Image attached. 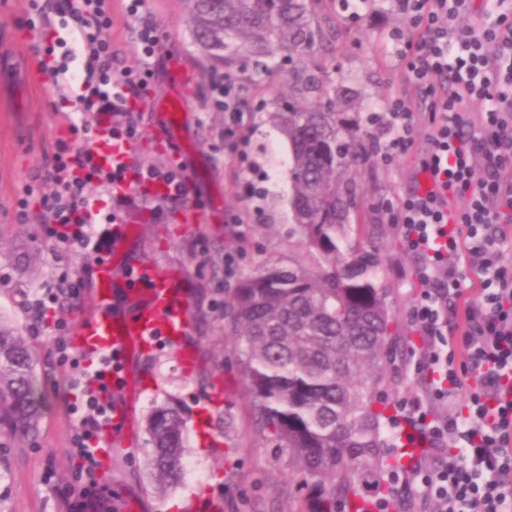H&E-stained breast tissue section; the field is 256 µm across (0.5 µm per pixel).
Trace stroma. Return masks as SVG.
Listing matches in <instances>:
<instances>
[{"label":"stroma","mask_w":512,"mask_h":512,"mask_svg":"<svg viewBox=\"0 0 512 512\" xmlns=\"http://www.w3.org/2000/svg\"><path fill=\"white\" fill-rule=\"evenodd\" d=\"M326 5L327 13L338 15L344 27L326 58L331 79L348 96L337 109L366 134H374L367 116L383 111L386 102L404 89L391 39L404 19L394 0H352L345 10L339 0H326ZM145 24L156 29L160 43L152 74L140 90L142 134L132 143L131 155L144 168L178 169L185 176H197L196 205L208 219L183 225L176 205L155 214L151 203L134 201L135 211H148L149 216L126 240L123 253L135 263L148 260L183 271L191 305L185 344L194 350L196 366L185 370L175 348L164 344L133 362V381L148 378L154 387L136 395L132 425L117 442L126 455L120 465H108V482L116 500L137 498L139 512H301L303 492L289 456L262 432L234 341L224 332V300L246 275L267 260L304 258L288 236L293 224L288 140L270 119L287 72L275 68L257 82L236 79L248 126L245 141H238L225 135L224 112L215 107L211 90L224 70L196 45L186 0H143L134 15L128 12L127 0H112L113 67L134 65L138 31ZM67 36L60 18L48 10L34 11L31 0H0V43L15 46L17 57H34L42 42ZM173 65L190 74L184 92L190 106L189 134L198 151L194 159L152 148L151 104L166 94V73ZM0 94L5 97L0 103V324L23 336L39 354L43 389L37 437L16 441L0 436V512H58L57 489L75 482L78 473V461L69 453V430L77 413L66 385L76 371L58 366L51 349L57 337H69L77 306L89 305L90 300L52 307L40 322L26 311L27 303L43 296L61 271L83 262L81 256L56 253L46 237L38 207L41 190L33 177L49 163L60 126L81 122L82 115L73 93L51 79L33 87L7 78L0 82ZM413 173L408 158L392 168L373 160L351 168L362 214L382 257L381 282L397 326L385 386L392 402L420 389L418 380L404 373L413 335L408 319L410 285L392 273L396 265L412 267L414 259L403 251L382 205L410 188ZM22 198L28 201L23 223L16 217ZM228 257L234 260L231 277L224 272ZM217 394L223 398L224 413V425L216 430L217 447H200L195 431H188L179 484L161 494L153 492L145 468L148 437L143 418L156 402L172 397L192 423Z\"/></svg>","instance_id":"1"}]
</instances>
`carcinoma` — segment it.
Masks as SVG:
<instances>
[{"label":"carcinoma","mask_w":512,"mask_h":512,"mask_svg":"<svg viewBox=\"0 0 512 512\" xmlns=\"http://www.w3.org/2000/svg\"><path fill=\"white\" fill-rule=\"evenodd\" d=\"M195 42L224 75L288 71V101L272 121L288 138L292 234L307 261L266 262L233 290L227 307L242 372L261 429L288 449L307 495L305 512H362L352 498L374 469L392 355L391 319L379 283L380 255L357 222V187L348 170L364 142L339 112H326L336 87L315 54L336 41L338 23L323 0H189ZM38 355L0 328V427L28 438L39 430ZM185 421L162 403L144 419L146 469L154 491L176 484Z\"/></svg>","instance_id":"1"}]
</instances>
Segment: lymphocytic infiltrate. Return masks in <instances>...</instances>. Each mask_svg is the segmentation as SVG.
Listing matches in <instances>:
<instances>
[{"label":"lymphocytic infiltrate","instance_id":"obj_1","mask_svg":"<svg viewBox=\"0 0 512 512\" xmlns=\"http://www.w3.org/2000/svg\"><path fill=\"white\" fill-rule=\"evenodd\" d=\"M407 25L396 30L398 66L407 94L386 105L384 138L372 157L384 166L414 160L415 185L385 214L411 269L395 268L412 285L408 310L416 340L408 374L423 392L397 400L388 420L400 446L396 468L368 497L365 512H512V0H396ZM82 61L76 101L81 130L112 115L111 136L140 134L127 97L136 93L159 43L142 26L135 65L112 67V0H52ZM95 151L61 140L41 174L45 231L57 251L94 249L88 207L110 196L108 221L123 211L112 187L123 179ZM101 195H86L87 187ZM90 267L60 274L47 300L29 305L42 320L47 303L88 294ZM83 414L71 428L70 453L86 479L57 492L61 512H119L100 479L94 445L112 403L102 370L84 371Z\"/></svg>","mask_w":512,"mask_h":512}]
</instances>
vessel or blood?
<instances>
[{"instance_id": "1", "label": "vessel or blood", "mask_w": 512, "mask_h": 512, "mask_svg": "<svg viewBox=\"0 0 512 512\" xmlns=\"http://www.w3.org/2000/svg\"><path fill=\"white\" fill-rule=\"evenodd\" d=\"M184 79V72L169 71L172 88L155 105L157 121L153 139L163 150H180L188 142V101L181 91ZM111 123L109 115H101L97 134L89 146L105 167H124L125 176L116 187L117 194L133 190L144 198L154 199L176 191L185 206L187 219L203 221L205 214L195 205L190 181H183L175 190L161 182L142 180L129 159L127 143L110 137ZM134 230L133 219L129 216L105 226L102 238L107 247L94 254L91 262L94 308L77 310L70 337L73 347L84 355L88 364H98L104 355L112 353L118 355L124 365L123 370L112 377L115 399L102 428V436L107 441L124 432L131 421L133 387L128 367L139 352L156 349L163 340L177 346L184 368H192L195 362L193 350L182 344L190 329V300L181 274L148 261L133 266L124 276L116 274L120 266L118 251Z\"/></svg>"}]
</instances>
